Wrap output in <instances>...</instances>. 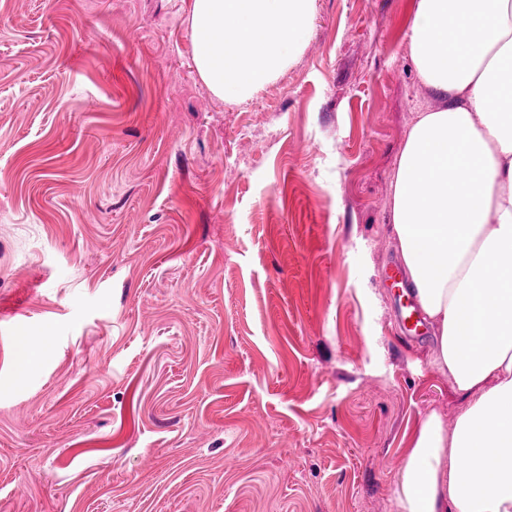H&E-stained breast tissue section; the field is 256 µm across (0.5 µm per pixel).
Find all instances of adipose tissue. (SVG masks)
I'll return each mask as SVG.
<instances>
[{"mask_svg":"<svg viewBox=\"0 0 512 512\" xmlns=\"http://www.w3.org/2000/svg\"><path fill=\"white\" fill-rule=\"evenodd\" d=\"M314 0H192L194 63L229 103L306 41ZM410 52L441 100L400 153L392 227L435 366L466 405L426 416L401 471L400 512H512V0H418Z\"/></svg>","mask_w":512,"mask_h":512,"instance_id":"1","label":"adipose tissue"}]
</instances>
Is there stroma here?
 Returning a JSON list of instances; mask_svg holds the SVG:
<instances>
[{"mask_svg":"<svg viewBox=\"0 0 512 512\" xmlns=\"http://www.w3.org/2000/svg\"><path fill=\"white\" fill-rule=\"evenodd\" d=\"M191 0H0V512H399L465 400L397 320L417 0H315L252 98Z\"/></svg>","mask_w":512,"mask_h":512,"instance_id":"obj_1","label":"stroma"}]
</instances>
